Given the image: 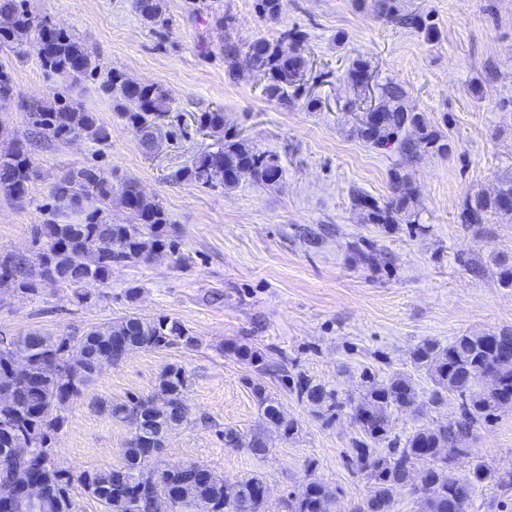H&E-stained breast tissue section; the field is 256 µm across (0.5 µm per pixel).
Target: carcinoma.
<instances>
[{"mask_svg": "<svg viewBox=\"0 0 512 512\" xmlns=\"http://www.w3.org/2000/svg\"><path fill=\"white\" fill-rule=\"evenodd\" d=\"M260 15L275 20L280 0H257ZM133 8L142 20L154 27H166L163 0H133ZM10 17V26L0 32V40L17 41L36 33L37 54L43 66L61 76H76L95 71L94 51L64 30H54L38 21L25 8V0H0V15ZM305 36L283 30L276 41L260 38L246 49L247 65L267 80L265 92L271 98L284 99L288 88L301 81L306 59L298 48ZM296 48L286 53L283 43ZM369 65L357 62L347 75L355 90L367 86ZM102 86L115 95L117 114L124 124L141 134V143L149 148L159 127L151 117L169 109L168 98L156 85H142L112 70L103 76ZM198 127L209 131L224 128V113L214 110L195 116ZM27 141L86 137L97 143L110 139L109 129L92 112L76 105L36 107L27 113ZM357 135L374 148H390L403 163L419 157L425 147L436 154L448 152V140L421 112L409 104L408 94L399 84L379 87L374 107L356 117ZM260 183L273 184L283 176L274 157L259 152L244 141H228L217 149L203 151L190 164L170 175L173 181L188 180L207 188L228 187L244 175ZM36 170L30 148L11 134L6 149L0 151V192L22 199L29 193ZM401 169L390 173L391 195L383 204L355 195L357 205L368 210L374 224H396L409 212L411 195ZM112 195V183L101 169L83 168L62 176L52 189L55 201L52 219L33 230L32 245L38 270L21 254L0 252V286L25 294L36 292L37 280L65 284L73 289L78 302H87L91 294L85 284H107L112 272L121 265L139 262L174 246L170 239L168 216L159 202L144 195L130 181L123 191L129 220L115 224L102 209ZM512 179L502 182L494 195H477L466 201L462 223L482 224L492 211L512 219ZM184 345L199 346V339L185 326L166 315L142 318L127 315L117 321L93 325L76 340L70 335H51L38 330L22 336L0 338V389L9 388L10 402L0 404V465L22 467L31 481L42 486L36 506L15 505L14 512H75L71 497L72 480H77L107 512H142L139 490L148 484L143 465L145 456L158 458L169 434L187 423L182 395L189 376L177 365L166 367L157 393L150 398L131 397L124 401L101 403L108 415L131 426L132 437L124 451L120 467L84 470L77 477L56 468L52 442L64 427L66 411L92 377L113 356L125 357L135 350ZM17 348L29 353L27 374L16 379L12 374V355ZM512 328L478 335L457 337L440 347L425 343L415 352V361L426 367L435 390L430 401L442 405L448 397L461 401L458 414L434 427L423 426L410 432L403 445L391 439L392 416L415 405L417 393L409 377L396 374L386 384L370 383L366 393L353 406L352 416L361 440L355 448L357 468L372 482L373 493L354 506V512H390L394 498L410 486V472L419 457H427L429 469L425 487L418 494V512H469L475 487L483 483L512 486V473H500L484 462H476L468 474L459 476L448 470V460L466 453L462 440L481 421L494 417L501 409L512 407ZM300 395L315 406L337 407L336 396L310 380L299 384ZM263 418L286 438L297 429L281 406L268 398L261 385L254 387ZM224 439L235 447L249 448L256 454L266 445L252 435L249 439L233 430ZM388 445L382 453L378 445ZM164 486L178 491L179 512H262L264 482L256 475L227 485L213 470H199L192 462L167 464L161 468ZM332 493L311 481L306 492L288 501V512H332Z\"/></svg>", "mask_w": 512, "mask_h": 512, "instance_id": "obj_1", "label": "carcinoma"}]
</instances>
